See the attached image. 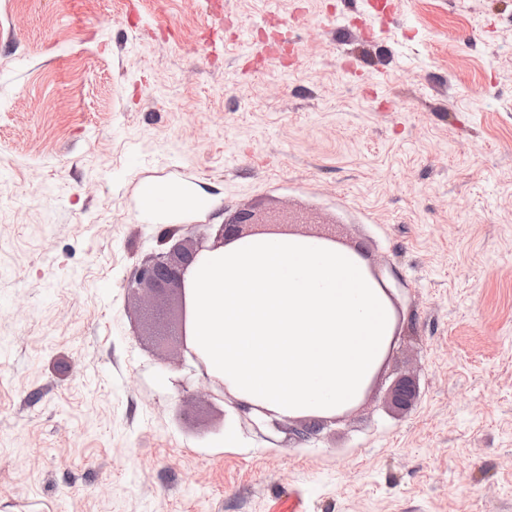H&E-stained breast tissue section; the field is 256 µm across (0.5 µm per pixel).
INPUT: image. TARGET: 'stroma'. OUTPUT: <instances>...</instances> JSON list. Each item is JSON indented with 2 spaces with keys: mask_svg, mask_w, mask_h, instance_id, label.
Instances as JSON below:
<instances>
[{
  "mask_svg": "<svg viewBox=\"0 0 512 512\" xmlns=\"http://www.w3.org/2000/svg\"><path fill=\"white\" fill-rule=\"evenodd\" d=\"M147 182L206 210L157 218ZM242 207L363 245L398 325L316 438L206 395L127 281ZM410 378L409 409L390 390ZM512 512V0H10L0 512ZM156 201H161L158 208ZM141 204L144 210L163 215L177 209L206 208L209 202L185 184L167 182L146 184L141 191Z\"/></svg>",
  "mask_w": 512,
  "mask_h": 512,
  "instance_id": "35a3bbf8",
  "label": "stroma"
}]
</instances>
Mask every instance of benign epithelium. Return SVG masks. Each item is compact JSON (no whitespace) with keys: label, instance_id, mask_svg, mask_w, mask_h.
Here are the masks:
<instances>
[{"label":"benign epithelium","instance_id":"1","mask_svg":"<svg viewBox=\"0 0 512 512\" xmlns=\"http://www.w3.org/2000/svg\"><path fill=\"white\" fill-rule=\"evenodd\" d=\"M280 232L273 224L257 222L253 212L242 209L231 219L222 224H205L197 238L174 240L175 232H170L166 241L172 242L171 247L154 255L138 269L134 278L130 279L127 288L133 292L146 291L153 294H164L173 291L177 295L178 306L169 320L170 330L167 336L177 345L180 352L188 355L202 373H207L206 359L196 353L189 340L194 322L192 302L188 289L192 287L194 271L204 259L206 253L228 243L243 239L248 235L272 234ZM416 397V387L408 380L402 379L393 388L394 404L400 408L412 403ZM327 420L322 417H308L300 420V427L294 429V436L306 441L317 435Z\"/></svg>","mask_w":512,"mask_h":512}]
</instances>
